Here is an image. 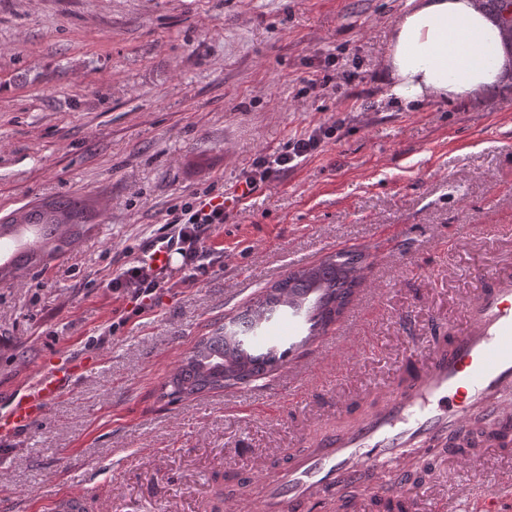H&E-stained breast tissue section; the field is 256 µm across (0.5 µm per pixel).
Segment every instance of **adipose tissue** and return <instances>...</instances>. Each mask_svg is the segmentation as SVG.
I'll return each mask as SVG.
<instances>
[{"label":"adipose tissue","instance_id":"1","mask_svg":"<svg viewBox=\"0 0 512 512\" xmlns=\"http://www.w3.org/2000/svg\"><path fill=\"white\" fill-rule=\"evenodd\" d=\"M384 58L390 95L404 103L471 99L512 77V34L482 0H409Z\"/></svg>","mask_w":512,"mask_h":512}]
</instances>
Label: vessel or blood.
Masks as SVG:
<instances>
[{
    "instance_id": "obj_1",
    "label": "vessel or blood",
    "mask_w": 512,
    "mask_h": 512,
    "mask_svg": "<svg viewBox=\"0 0 512 512\" xmlns=\"http://www.w3.org/2000/svg\"><path fill=\"white\" fill-rule=\"evenodd\" d=\"M175 249L174 243L152 240L140 258L163 269ZM465 312V328L447 341L431 339L427 357L419 355L421 337H409L401 364L415 366V374L384 389L379 402L351 424L315 429L314 439L266 474L255 497H225L224 512H370L373 501L397 499L419 512L430 491L406 487L411 451L436 453L449 442L466 443L477 417L512 438V268L492 269ZM85 369L81 362L50 361L0 413V440L9 441L40 418ZM494 483L491 496L482 484L462 485V512H506L512 470H495Z\"/></svg>"
}]
</instances>
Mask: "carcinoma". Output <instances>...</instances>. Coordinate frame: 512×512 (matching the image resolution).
Instances as JSON below:
<instances>
[{
    "label": "carcinoma",
    "mask_w": 512,
    "mask_h": 512,
    "mask_svg": "<svg viewBox=\"0 0 512 512\" xmlns=\"http://www.w3.org/2000/svg\"><path fill=\"white\" fill-rule=\"evenodd\" d=\"M91 218L84 202L62 198L1 221L0 238L6 233L19 238L27 232L32 234L10 266L37 260L51 241L55 242L54 250H61ZM366 259L359 250H344L315 268L289 274L263 292L232 327L221 325L212 335L200 338L169 376L165 395L178 399L205 390L247 385L278 369L288 358V350L270 347L257 353L247 334L255 333L280 307L304 309L309 320L320 327L334 322L355 293L359 280L354 273Z\"/></svg>",
    "instance_id": "1"
}]
</instances>
